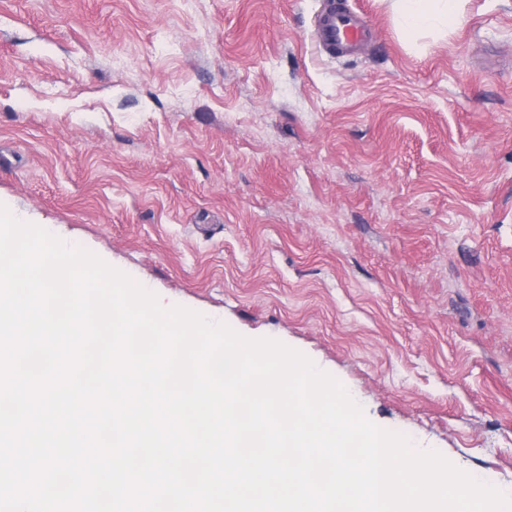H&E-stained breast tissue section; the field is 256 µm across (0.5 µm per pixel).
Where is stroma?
Returning <instances> with one entry per match:
<instances>
[{
    "label": "stroma",
    "instance_id": "obj_1",
    "mask_svg": "<svg viewBox=\"0 0 512 512\" xmlns=\"http://www.w3.org/2000/svg\"><path fill=\"white\" fill-rule=\"evenodd\" d=\"M0 0V204L512 477V0ZM465 0H394L403 33L414 38L421 30L453 27L462 17ZM370 34L354 11H322L319 15V43L333 54L346 55L365 41Z\"/></svg>",
    "mask_w": 512,
    "mask_h": 512
}]
</instances>
